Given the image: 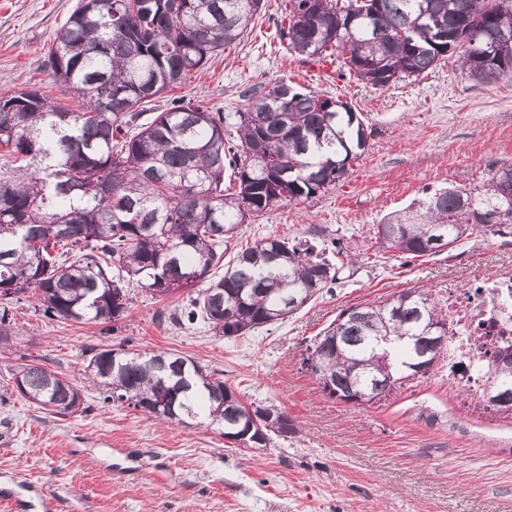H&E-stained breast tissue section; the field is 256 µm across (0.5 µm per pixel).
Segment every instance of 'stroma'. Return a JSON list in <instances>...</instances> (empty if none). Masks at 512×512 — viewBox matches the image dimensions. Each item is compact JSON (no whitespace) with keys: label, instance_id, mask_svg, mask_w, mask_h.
I'll return each mask as SVG.
<instances>
[{"label":"stroma","instance_id":"35a3bbf8","mask_svg":"<svg viewBox=\"0 0 512 512\" xmlns=\"http://www.w3.org/2000/svg\"><path fill=\"white\" fill-rule=\"evenodd\" d=\"M283 0L244 36L173 89L221 110L233 128L252 90L285 80L348 102L373 136L367 153L325 192L248 219L242 242L312 239L313 228L354 245L356 264L331 291L284 322L224 338L206 324L170 319L187 291L151 298L132 289L115 325L51 320L34 296L12 305L0 347V512H512V419L468 409L441 373L406 383L380 404L323 396L302 366L316 336L352 306L409 288H467L512 268V238L484 236L420 258H385L375 226L426 192L477 188L512 161V79L470 80L455 59L374 88L344 76L340 60L299 56L281 41ZM77 0H0V88L38 86L57 105L77 103L45 68V53ZM168 351L223 372L245 402L272 403L301 433L247 450L217 431L157 423L104 403L86 373L89 348ZM37 360L77 383L87 411L61 417L13 394L12 375Z\"/></svg>","mask_w":512,"mask_h":512}]
</instances>
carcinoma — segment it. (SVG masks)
<instances>
[{"mask_svg":"<svg viewBox=\"0 0 512 512\" xmlns=\"http://www.w3.org/2000/svg\"><path fill=\"white\" fill-rule=\"evenodd\" d=\"M263 8L264 0H78L46 67L81 98L80 110L34 87L0 93V341L10 335L9 304L27 292L49 319L107 324L127 313L132 281L153 297L188 289L179 318L236 337L284 321L341 280L345 266L308 240L268 237L231 261L224 255L247 217L313 197L366 152L370 134L348 103L279 81L252 92L235 142L224 138V113L190 100L138 111L203 69ZM279 32L308 59L342 55L348 73L373 87L455 53L473 81L512 78V9L502 2L287 0ZM100 183L111 196L89 192ZM487 235L512 237V163L476 190L438 189L392 213L375 239L419 258ZM447 350L448 314L408 289L341 311L304 362L328 397L373 405L430 374ZM90 353L88 379L106 402L204 424L251 449L299 433L282 408L245 404L218 372L179 354ZM484 368L492 406L512 392V372ZM14 389L54 414L87 411L78 386L42 364L24 365Z\"/></svg>","mask_w":512,"mask_h":512,"instance_id":"carcinoma-1","label":"carcinoma"}]
</instances>
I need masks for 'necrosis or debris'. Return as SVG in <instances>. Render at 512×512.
<instances>
[{"label": "necrosis or debris", "instance_id": "obj_1", "mask_svg": "<svg viewBox=\"0 0 512 512\" xmlns=\"http://www.w3.org/2000/svg\"><path fill=\"white\" fill-rule=\"evenodd\" d=\"M439 303L448 313L444 372L468 406H486L491 382L482 365L497 347L512 343V271L469 289L445 286Z\"/></svg>", "mask_w": 512, "mask_h": 512}]
</instances>
